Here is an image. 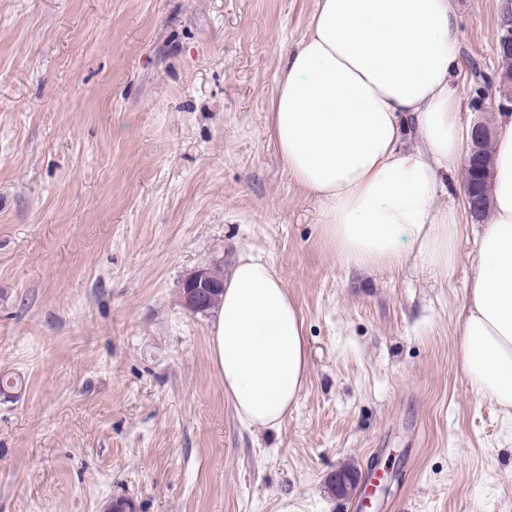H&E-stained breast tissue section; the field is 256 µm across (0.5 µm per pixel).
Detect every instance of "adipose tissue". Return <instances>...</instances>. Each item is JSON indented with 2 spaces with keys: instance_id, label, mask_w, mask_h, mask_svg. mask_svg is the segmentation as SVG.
<instances>
[{
  "instance_id": "adipose-tissue-1",
  "label": "adipose tissue",
  "mask_w": 512,
  "mask_h": 512,
  "mask_svg": "<svg viewBox=\"0 0 512 512\" xmlns=\"http://www.w3.org/2000/svg\"><path fill=\"white\" fill-rule=\"evenodd\" d=\"M461 65L449 0H319L280 73L270 112L276 149L323 207L337 257L363 268L458 259L459 221L439 202L463 160ZM489 223L471 258L455 325L463 374L512 410V114L493 152ZM214 369L242 423L278 426L296 408L308 347L277 271L244 252L224 282L210 336Z\"/></svg>"
}]
</instances>
